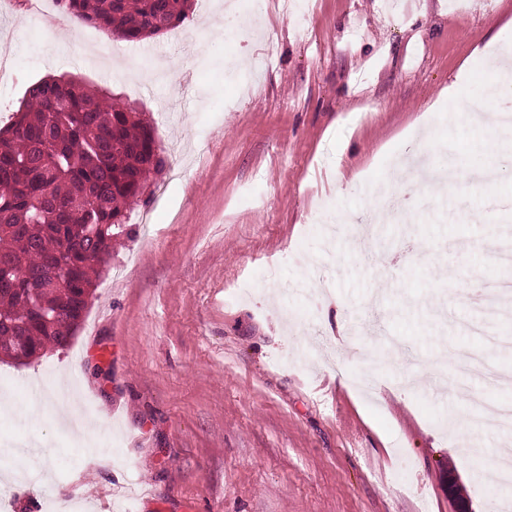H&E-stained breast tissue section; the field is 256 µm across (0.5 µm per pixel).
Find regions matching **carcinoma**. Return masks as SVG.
Wrapping results in <instances>:
<instances>
[{"mask_svg":"<svg viewBox=\"0 0 512 512\" xmlns=\"http://www.w3.org/2000/svg\"><path fill=\"white\" fill-rule=\"evenodd\" d=\"M78 24L126 41L166 33L192 0H58ZM165 164L133 106L74 78L28 85L0 127V349L39 359L70 344L112 238Z\"/></svg>","mask_w":512,"mask_h":512,"instance_id":"carcinoma-1","label":"carcinoma"}]
</instances>
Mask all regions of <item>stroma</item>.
<instances>
[{
	"label": "stroma",
	"mask_w": 512,
	"mask_h": 512,
	"mask_svg": "<svg viewBox=\"0 0 512 512\" xmlns=\"http://www.w3.org/2000/svg\"><path fill=\"white\" fill-rule=\"evenodd\" d=\"M511 21L512 0H267L231 20L224 0H194L177 31L132 43L64 19L51 30L0 0V126L30 82L72 77L136 106L167 164L113 240L69 346L0 363L15 380L0 387V437L39 440L21 460L44 475L24 484L0 465L15 512H53L69 477L82 512H114L122 490L132 512H456L452 475L472 512L512 499L494 481L512 434L460 420L468 393L506 392L458 380L453 358L475 350L485 370H512L488 341L512 335V309L462 298L472 280L512 276L490 241L512 213L470 216L512 201V168L493 125L453 119L497 81ZM422 140L447 190L426 186L413 220H382L401 258L384 272L319 216L357 223L380 184L404 193L391 161ZM340 160L357 174L341 189ZM267 264L275 278L261 277ZM62 402L87 429L58 423ZM105 433L107 461L90 468Z\"/></svg>",
	"instance_id": "obj_1"
}]
</instances>
